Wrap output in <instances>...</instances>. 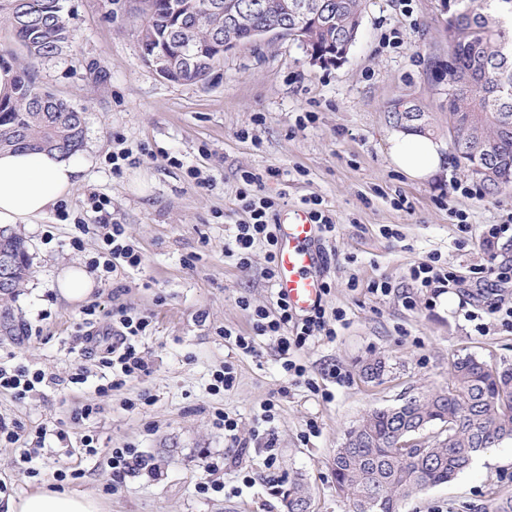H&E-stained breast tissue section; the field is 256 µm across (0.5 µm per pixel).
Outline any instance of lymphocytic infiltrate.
<instances>
[{
  "instance_id": "lymphocytic-infiltrate-1",
  "label": "lymphocytic infiltrate",
  "mask_w": 512,
  "mask_h": 512,
  "mask_svg": "<svg viewBox=\"0 0 512 512\" xmlns=\"http://www.w3.org/2000/svg\"><path fill=\"white\" fill-rule=\"evenodd\" d=\"M281 170L271 165L259 172H247L242 176V185L237 191L240 209L244 220L236 224L235 231L225 244L227 253L237 257L240 269H247L251 253L255 246H263L265 251L266 276L275 279L276 235L274 224L277 218V203L264 193L268 181L279 179ZM81 234L73 238V249H81V236L86 232H94L101 242V250L97 257L88 263L91 273L100 281H108L111 273L117 269H140L143 255L138 247L131 243L122 224L111 222L93 226L81 225ZM83 325L85 332L83 341L86 354L96 357L100 368L112 373L111 387L118 388L127 380L148 374L149 367L137 346V340L145 335L150 322L139 316H121L117 326L102 330L97 326L95 306H87L84 311ZM342 311L327 315L324 306H316L306 316L298 318L281 299H274L271 308L257 307L252 312V333L248 336L238 335L234 343L246 354H256V339L260 336H273L279 342L282 368L286 374H302L304 368L295 360V354L310 341L321 336H333L331 320H342ZM27 431L31 448L22 449L20 472L28 478L37 477L38 471L33 467V449L43 447L47 436H62L63 431L53 422L39 423L34 428H26L24 423L0 417V444L15 443L20 431Z\"/></svg>"
}]
</instances>
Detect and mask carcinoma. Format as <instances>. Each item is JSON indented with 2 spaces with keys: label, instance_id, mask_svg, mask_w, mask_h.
<instances>
[{
  "label": "carcinoma",
  "instance_id": "carcinoma-1",
  "mask_svg": "<svg viewBox=\"0 0 512 512\" xmlns=\"http://www.w3.org/2000/svg\"><path fill=\"white\" fill-rule=\"evenodd\" d=\"M219 7L204 11V3ZM64 0H0V23L27 52V61L0 67L16 72L12 94L0 98V151L31 149L77 154L84 144V113L39 85L33 64L62 56L74 30ZM263 12L248 0H136L143 18L145 61L164 79L198 83L224 61V14L240 13L239 34L271 25L293 26L280 16L279 0H266ZM322 9L304 42L314 53H333L356 36L363 0H319ZM448 60L434 61L448 85V145L456 163L472 169L483 161L497 177L483 179L489 190H512V0H448ZM407 120L398 103L388 107L397 127L412 128L425 115ZM0 254L9 258L13 277L0 288V301L13 299L30 274L26 241L0 227ZM439 426L436 435L424 432ZM512 441V366H491L468 356L454 362L448 387L370 411L336 449L332 471L336 489L349 492L353 512H399L400 501L425 488L449 482L467 470L487 448ZM288 504L310 499L297 477L288 484Z\"/></svg>",
  "mask_w": 512,
  "mask_h": 512
}]
</instances>
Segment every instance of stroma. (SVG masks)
Listing matches in <instances>:
<instances>
[{
  "label": "stroma",
  "instance_id": "1",
  "mask_svg": "<svg viewBox=\"0 0 512 512\" xmlns=\"http://www.w3.org/2000/svg\"><path fill=\"white\" fill-rule=\"evenodd\" d=\"M444 0H364L360 31L334 66L314 63L299 42L261 41L228 53L197 84L165 80L143 60L141 16L130 0H65L75 39L61 58L36 63L40 85L86 117L82 156L91 160L77 188L34 224L21 225L31 274L16 299L0 306V361H17L49 376L39 393L17 402L0 391V417L26 427L53 420L67 439L48 437L36 458L38 477L18 472L20 447L0 445V484L12 496L54 485L58 471L83 470L64 489L95 495L104 512H284L282 491L307 482L312 512H349L332 474V459L347 432L375 408L447 386L454 361L467 356L512 365V234L494 248L482 244L490 225L512 213V192L472 198L453 181L476 178L455 161L426 182L390 167L386 139L394 125L389 101L405 96L431 116L430 132L448 138L447 85L433 60L448 57ZM146 147L140 163L112 172L117 139ZM270 165L283 176L265 193L286 212L319 198L336 222L323 241L327 311L343 310L335 336L316 339L297 355L304 376L286 375L273 341L256 339L258 355L243 354L225 331L248 335L252 307L271 306L273 286L263 275L262 251L241 270L224 252L233 224L243 218L236 191L241 175ZM207 180L200 186L193 171ZM106 206L94 211L90 195ZM465 214L469 233L458 227ZM119 221L144 263L95 284L86 301L68 302L57 289L66 267L97 256L100 242L79 235L77 223ZM81 236L82 250L70 241ZM438 255L460 285L433 294L409 277L412 267ZM489 270L477 290L474 269ZM386 280L389 294L371 291ZM97 307L100 328L121 314L148 317L138 346L149 375L99 393L101 370L82 356L79 334L85 304ZM477 320H468L469 312ZM380 359L381 379L361 367ZM231 365L233 390L216 393L213 374ZM88 380L70 381L78 367ZM338 377H331L330 369ZM136 408H128V401ZM276 405V460L253 432L263 429L262 406ZM96 414L74 415L85 406ZM224 411L238 421V447L213 423ZM317 434H309V424ZM102 451L80 455L85 435ZM138 448L142 470L115 490L107 451ZM201 482L213 483L199 494ZM512 496V441L481 452L454 480L424 489L400 512H483L490 495Z\"/></svg>",
  "mask_w": 512,
  "mask_h": 512
}]
</instances>
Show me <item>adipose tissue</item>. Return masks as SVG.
Instances as JSON below:
<instances>
[{
    "label": "adipose tissue",
    "mask_w": 512,
    "mask_h": 512,
    "mask_svg": "<svg viewBox=\"0 0 512 512\" xmlns=\"http://www.w3.org/2000/svg\"><path fill=\"white\" fill-rule=\"evenodd\" d=\"M391 165L413 181H425L440 171L445 158L441 143L431 136L404 129L388 137ZM87 166L86 159L55 152L17 150L0 153V225L30 224L69 195ZM0 512H100L90 496L45 487L6 498Z\"/></svg>",
    "instance_id": "1"
}]
</instances>
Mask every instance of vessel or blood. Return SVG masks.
<instances>
[{"mask_svg": "<svg viewBox=\"0 0 512 512\" xmlns=\"http://www.w3.org/2000/svg\"><path fill=\"white\" fill-rule=\"evenodd\" d=\"M277 236L276 292L294 313L308 312L322 299L319 226L305 211L293 210L279 216Z\"/></svg>", "mask_w": 512, "mask_h": 512, "instance_id": "vessel-or-blood-1", "label": "vessel or blood"}]
</instances>
